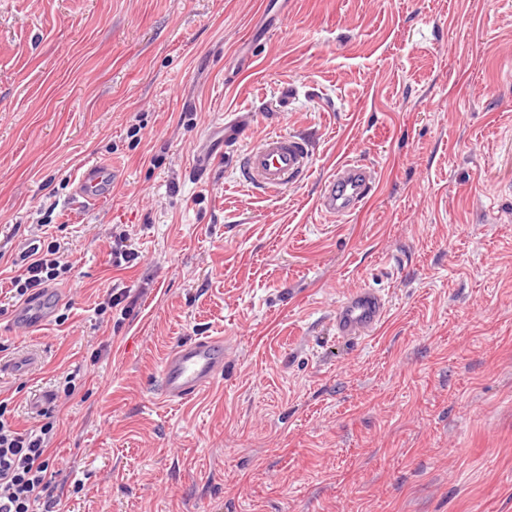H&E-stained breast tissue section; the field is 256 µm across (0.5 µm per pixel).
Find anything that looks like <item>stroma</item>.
I'll use <instances>...</instances> for the list:
<instances>
[{
	"instance_id": "35a3bbf8",
	"label": "stroma",
	"mask_w": 512,
	"mask_h": 512,
	"mask_svg": "<svg viewBox=\"0 0 512 512\" xmlns=\"http://www.w3.org/2000/svg\"><path fill=\"white\" fill-rule=\"evenodd\" d=\"M236 113L244 143L195 172ZM271 132L312 151L279 194L241 163ZM349 160L375 191L323 215ZM94 163L112 194L75 205ZM35 238L73 269L32 331ZM116 284L133 313L97 314ZM358 288L387 319L339 338ZM198 336L223 375L164 400ZM0 343L16 422L59 420L69 512H512V0H0ZM130 240V235L123 233L115 236L112 241V261L116 266H122V262L129 264L138 259V252L131 248ZM51 313L44 301L34 299L22 306L19 322L32 327L44 325L50 319ZM224 367V341L197 338L174 347L161 370V392L169 401L191 398L212 385Z\"/></svg>"
}]
</instances>
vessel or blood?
<instances>
[{
	"label": "vessel or blood",
	"mask_w": 512,
	"mask_h": 512,
	"mask_svg": "<svg viewBox=\"0 0 512 512\" xmlns=\"http://www.w3.org/2000/svg\"><path fill=\"white\" fill-rule=\"evenodd\" d=\"M248 181L269 193H279L303 179L311 170V154L304 139L285 133H271L248 150L245 158ZM110 167L91 164L80 174L76 200L91 205L112 191ZM371 191L364 169L349 161L328 178L318 199L322 213L342 217L352 213ZM387 301L378 292L361 289L337 303L336 333L342 337L370 335L385 318ZM51 316L43 300L23 305L20 323L38 327ZM224 367V343L216 338H198L174 347L161 370V392L170 401L191 398L212 385Z\"/></svg>",
	"instance_id": "1"
}]
</instances>
